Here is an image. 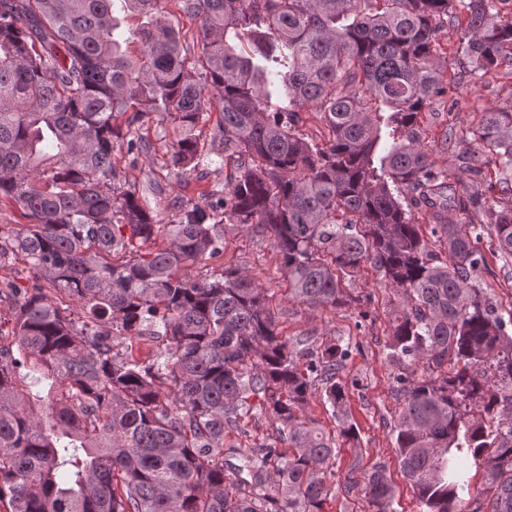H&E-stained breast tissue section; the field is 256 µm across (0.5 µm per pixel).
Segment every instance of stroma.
<instances>
[{
	"label": "stroma",
	"instance_id": "obj_1",
	"mask_svg": "<svg viewBox=\"0 0 512 512\" xmlns=\"http://www.w3.org/2000/svg\"><path fill=\"white\" fill-rule=\"evenodd\" d=\"M442 53L448 58L457 56L459 32L455 22L445 21L441 30ZM455 71L465 72L466 78L457 90L458 106L447 108L435 104V113L426 119L424 142L434 146L446 130L465 136L481 112L489 107H512V71L492 69L482 76L471 77L466 64L455 61ZM141 133L153 145L150 158L132 160L125 150L115 153L118 170L127 184L146 197L149 206L161 223L175 218L176 200L204 203L213 187L223 185L228 166L222 160L224 146L215 139L211 127H203L205 139L213 157L186 175H175L168 166L166 142L162 128L156 120L146 121ZM495 241L484 237L480 246L486 256L487 267L482 272V283L491 297L504 308L512 306V262L494 255ZM224 263L245 268L263 287L269 288L272 306L278 311L280 327L289 337L304 336L318 344L331 336H341L355 344L356 349L348 361L343 376L356 381L349 393L348 411L359 428L361 445L357 448L342 446L336 460V479L344 481L352 462L368 469L376 462H384L395 485L396 512H420L419 503L403 477L390 433L398 409L392 383V369L386 360L385 348L388 331V313L393 294L386 285L383 271L365 266L356 282L361 296L357 310L324 311L311 313L300 309L288 297V284L278 270V258L267 236L254 235L236 227L224 230ZM368 310V317H360V310Z\"/></svg>",
	"mask_w": 512,
	"mask_h": 512
}]
</instances>
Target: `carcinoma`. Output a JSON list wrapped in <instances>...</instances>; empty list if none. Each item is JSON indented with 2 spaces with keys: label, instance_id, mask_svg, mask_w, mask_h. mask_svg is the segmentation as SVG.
<instances>
[{
  "label": "carcinoma",
  "instance_id": "obj_1",
  "mask_svg": "<svg viewBox=\"0 0 512 512\" xmlns=\"http://www.w3.org/2000/svg\"><path fill=\"white\" fill-rule=\"evenodd\" d=\"M163 2L0 0V201L30 220L0 225V262L32 281L0 287L23 298L14 348H0V506L324 512L336 438L360 434L345 420L332 436L307 409L318 394L346 411L351 344L282 335L267 289L215 271L229 223L269 236L309 312L353 307L364 265L384 272L392 434L421 512H512V308L482 288L479 250L487 231L512 259V199L490 203L474 182L448 193L421 125L434 103L456 105L444 19L470 73L512 65L500 0ZM119 11L141 25L122 30ZM184 19L200 21L191 62ZM215 112L226 184L162 224L113 153H147L139 130L157 116L178 129L171 167L194 170ZM309 112L320 143L301 131ZM472 133L475 176L490 165L508 180L512 109L487 108ZM135 341L157 350L140 360ZM262 417L270 441L226 442ZM343 488L394 512L384 463L351 466Z\"/></svg>",
  "mask_w": 512,
  "mask_h": 512
}]
</instances>
